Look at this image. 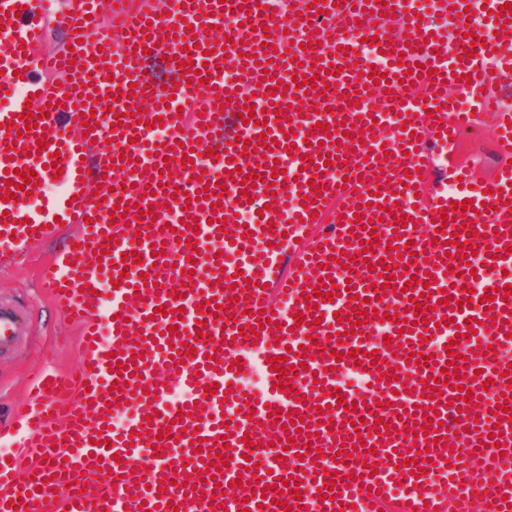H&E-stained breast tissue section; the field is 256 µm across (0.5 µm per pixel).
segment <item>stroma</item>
Wrapping results in <instances>:
<instances>
[{"mask_svg": "<svg viewBox=\"0 0 512 512\" xmlns=\"http://www.w3.org/2000/svg\"><path fill=\"white\" fill-rule=\"evenodd\" d=\"M455 159L478 180L490 179L494 164L487 132L474 128L463 132ZM62 245V239L52 240L35 247L26 265L0 268V301L18 307L30 324L15 348L0 355V455H15L22 466L31 452L14 443L13 412L29 400L34 372L43 366L65 372L79 360L76 330L54 307L38 277L40 263Z\"/></svg>", "mask_w": 512, "mask_h": 512, "instance_id": "1", "label": "stroma"}]
</instances>
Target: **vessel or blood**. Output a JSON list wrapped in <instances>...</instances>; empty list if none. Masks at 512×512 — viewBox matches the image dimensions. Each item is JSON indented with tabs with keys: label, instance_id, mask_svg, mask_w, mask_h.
Listing matches in <instances>:
<instances>
[{
	"label": "vessel or blood",
	"instance_id": "b4317fda",
	"mask_svg": "<svg viewBox=\"0 0 512 512\" xmlns=\"http://www.w3.org/2000/svg\"><path fill=\"white\" fill-rule=\"evenodd\" d=\"M268 3L68 0L66 45L49 54L57 0H0V266L73 226L41 280L81 347L76 376L43 370L18 412L35 456L23 468L0 456V512H386L392 501L398 512H512V361L501 354L512 347V113L494 90L512 75L506 0H432L434 25L409 0H390L388 20L375 0ZM219 22L223 37H206ZM364 37L385 54L384 83L361 59ZM151 56L170 80L147 72ZM415 63L422 73L408 74ZM230 65L242 84L218 75ZM320 67L323 93L310 86ZM110 94L117 109L100 111ZM247 103L256 124L240 116ZM486 114L495 178L476 184L452 165L421 198L430 162ZM226 123L223 153L207 155L210 129ZM27 171L61 186L38 211L20 188L4 198ZM455 201L462 216L441 218ZM173 210L182 222L170 229ZM242 210L253 223H235ZM326 215V232L295 253ZM133 251L141 262L127 261ZM481 261L503 270L490 305L470 298ZM322 286L330 301L315 297ZM391 306L397 318L383 320ZM26 328L1 302L0 354ZM430 335L453 351L421 345ZM421 352L427 364L412 363ZM257 365L265 392L243 394L238 380ZM353 369L366 387L337 390ZM175 388L190 400L170 405ZM120 409L130 416L117 430ZM89 474L103 485L82 489Z\"/></svg>",
	"mask_w": 512,
	"mask_h": 512
}]
</instances>
